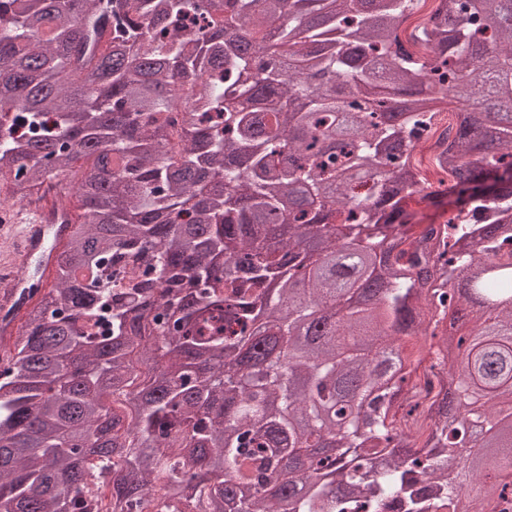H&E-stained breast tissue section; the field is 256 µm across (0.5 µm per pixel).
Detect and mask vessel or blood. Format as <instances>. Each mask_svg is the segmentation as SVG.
<instances>
[{"mask_svg":"<svg viewBox=\"0 0 512 512\" xmlns=\"http://www.w3.org/2000/svg\"><path fill=\"white\" fill-rule=\"evenodd\" d=\"M52 199L0 212V335H15L32 296L41 293L70 227L46 223Z\"/></svg>","mask_w":512,"mask_h":512,"instance_id":"vessel-or-blood-1","label":"vessel or blood"}]
</instances>
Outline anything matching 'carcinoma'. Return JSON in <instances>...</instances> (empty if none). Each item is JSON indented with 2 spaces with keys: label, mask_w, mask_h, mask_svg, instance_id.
I'll return each mask as SVG.
<instances>
[{
  "label": "carcinoma",
  "mask_w": 512,
  "mask_h": 512,
  "mask_svg": "<svg viewBox=\"0 0 512 512\" xmlns=\"http://www.w3.org/2000/svg\"><path fill=\"white\" fill-rule=\"evenodd\" d=\"M418 2L0 0V193L60 184L80 210L0 338V512H512V21L440 0L404 38ZM448 97L469 106L437 138L454 206L413 233ZM362 277L385 295L341 305ZM483 298L474 334L442 329ZM406 336L439 386L423 442L420 401L394 405Z\"/></svg>",
  "instance_id": "cac0c4a2"
}]
</instances>
